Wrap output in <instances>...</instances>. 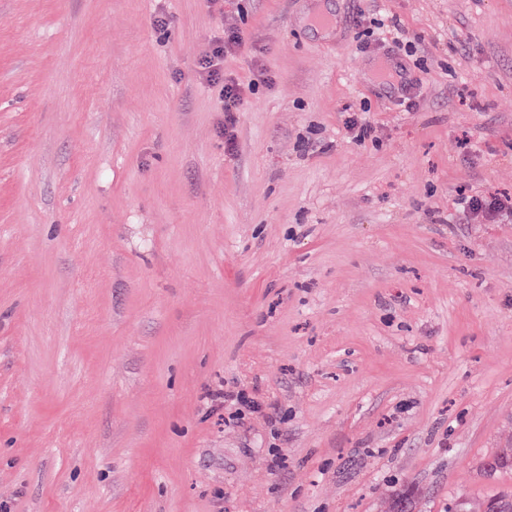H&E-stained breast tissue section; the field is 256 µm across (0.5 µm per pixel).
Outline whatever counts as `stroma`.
<instances>
[{"instance_id": "stroma-1", "label": "stroma", "mask_w": 512, "mask_h": 512, "mask_svg": "<svg viewBox=\"0 0 512 512\" xmlns=\"http://www.w3.org/2000/svg\"><path fill=\"white\" fill-rule=\"evenodd\" d=\"M502 194L512 0H0V512L512 491ZM237 30L224 31V36L215 40L200 61V76L218 90L220 112H224V150L231 154L236 148L234 127L236 112H241L244 103L243 90L233 78L224 76V53L241 45ZM466 212L478 223L501 224L512 216V196L490 199L470 196L462 199Z\"/></svg>"}]
</instances>
